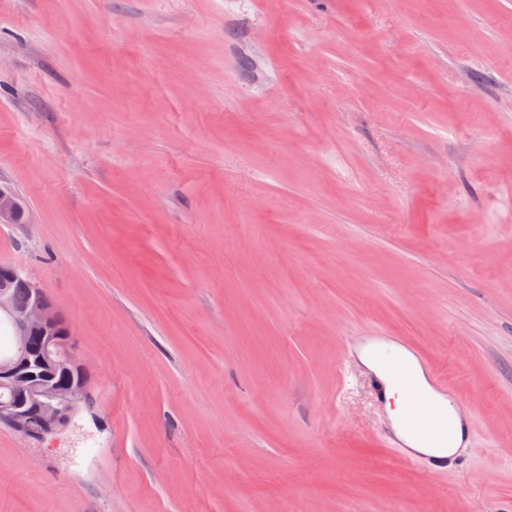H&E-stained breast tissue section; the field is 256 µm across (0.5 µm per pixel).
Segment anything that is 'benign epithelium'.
<instances>
[{
  "mask_svg": "<svg viewBox=\"0 0 512 512\" xmlns=\"http://www.w3.org/2000/svg\"><path fill=\"white\" fill-rule=\"evenodd\" d=\"M24 222L23 203L0 184V223ZM19 290L28 294L23 307L14 300ZM0 322L12 332L11 350L0 356V421L35 440L66 428L86 399L90 367L45 290L14 266H0Z\"/></svg>",
  "mask_w": 512,
  "mask_h": 512,
  "instance_id": "1",
  "label": "benign epithelium"
}]
</instances>
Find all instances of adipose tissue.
I'll return each mask as SVG.
<instances>
[{"label": "adipose tissue", "instance_id": "adipose-tissue-1", "mask_svg": "<svg viewBox=\"0 0 512 512\" xmlns=\"http://www.w3.org/2000/svg\"><path fill=\"white\" fill-rule=\"evenodd\" d=\"M365 363L385 381L389 417L394 429L404 436L412 449L425 453L457 449L462 440V419L448 400L427 386L415 361L407 363L411 372V378L407 381L381 361L369 357ZM416 406L420 407L422 415L432 425V433L425 440L416 439L408 433V427L413 422L412 409Z\"/></svg>", "mask_w": 512, "mask_h": 512}]
</instances>
